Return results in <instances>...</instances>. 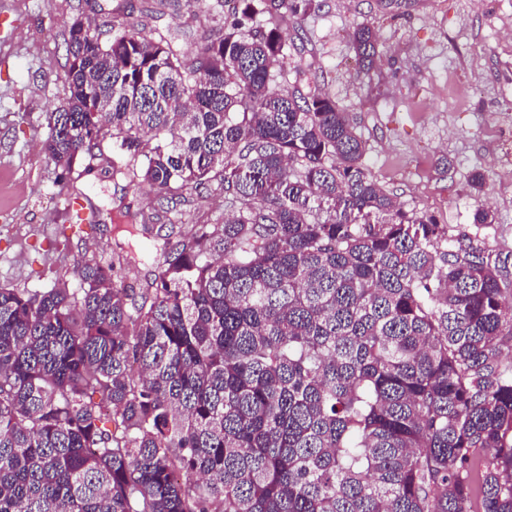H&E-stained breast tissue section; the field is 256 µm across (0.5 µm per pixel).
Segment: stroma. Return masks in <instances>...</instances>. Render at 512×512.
<instances>
[{
  "label": "stroma",
  "instance_id": "35a3bbf8",
  "mask_svg": "<svg viewBox=\"0 0 512 512\" xmlns=\"http://www.w3.org/2000/svg\"><path fill=\"white\" fill-rule=\"evenodd\" d=\"M136 26L181 32L185 60L209 25L216 0H5L0 8V285L29 293L74 280L76 261L107 259L131 242L141 260L126 284L144 287L159 272L154 257L176 242L190 210L170 214L148 236L127 239L115 207L153 212V197L123 188L104 172L82 178L48 159L46 112L66 91V33L75 17L102 23L101 2ZM360 24L378 37L380 73L356 76L347 34ZM293 62L277 83L284 92L328 94L348 112L366 145L365 167L408 211L472 230L477 206L490 257L512 277V0H322L320 10L284 20ZM482 169L487 185L468 180Z\"/></svg>",
  "mask_w": 512,
  "mask_h": 512
}]
</instances>
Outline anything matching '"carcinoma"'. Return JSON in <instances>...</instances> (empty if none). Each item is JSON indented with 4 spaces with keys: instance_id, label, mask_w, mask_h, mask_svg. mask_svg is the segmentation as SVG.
I'll use <instances>...</instances> for the list:
<instances>
[{
    "instance_id": "1",
    "label": "carcinoma",
    "mask_w": 512,
    "mask_h": 512,
    "mask_svg": "<svg viewBox=\"0 0 512 512\" xmlns=\"http://www.w3.org/2000/svg\"><path fill=\"white\" fill-rule=\"evenodd\" d=\"M318 8L238 0L190 65L145 24L68 27L55 167L226 214L146 288L114 280L124 249L77 288L0 286V512H512L503 271L480 234L397 207L333 98L278 88L275 19ZM349 41L371 79L375 31Z\"/></svg>"
}]
</instances>
